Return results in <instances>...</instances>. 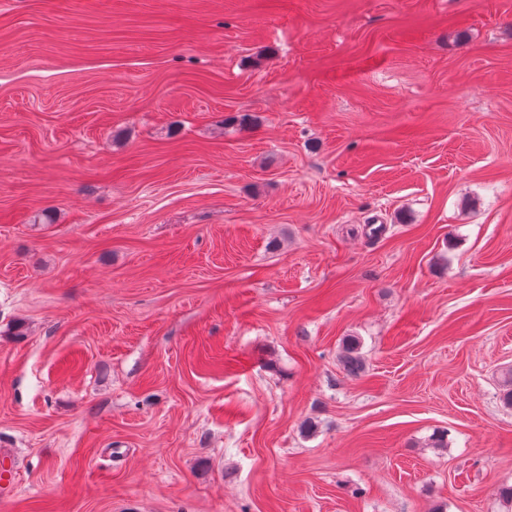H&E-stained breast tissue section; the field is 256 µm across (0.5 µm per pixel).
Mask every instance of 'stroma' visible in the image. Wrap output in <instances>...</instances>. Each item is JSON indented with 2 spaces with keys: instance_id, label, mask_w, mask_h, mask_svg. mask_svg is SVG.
Wrapping results in <instances>:
<instances>
[{
  "instance_id": "obj_1",
  "label": "stroma",
  "mask_w": 512,
  "mask_h": 512,
  "mask_svg": "<svg viewBox=\"0 0 512 512\" xmlns=\"http://www.w3.org/2000/svg\"><path fill=\"white\" fill-rule=\"evenodd\" d=\"M510 369L512 0H0V512H507Z\"/></svg>"
}]
</instances>
